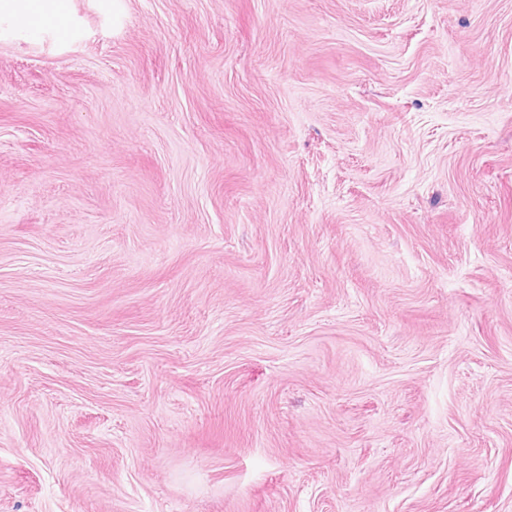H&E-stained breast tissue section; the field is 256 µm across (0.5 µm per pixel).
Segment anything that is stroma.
Returning a JSON list of instances; mask_svg holds the SVG:
<instances>
[{
    "mask_svg": "<svg viewBox=\"0 0 512 512\" xmlns=\"http://www.w3.org/2000/svg\"><path fill=\"white\" fill-rule=\"evenodd\" d=\"M0 31V512H512V0H68Z\"/></svg>",
    "mask_w": 512,
    "mask_h": 512,
    "instance_id": "35a3bbf8",
    "label": "stroma"
}]
</instances>
